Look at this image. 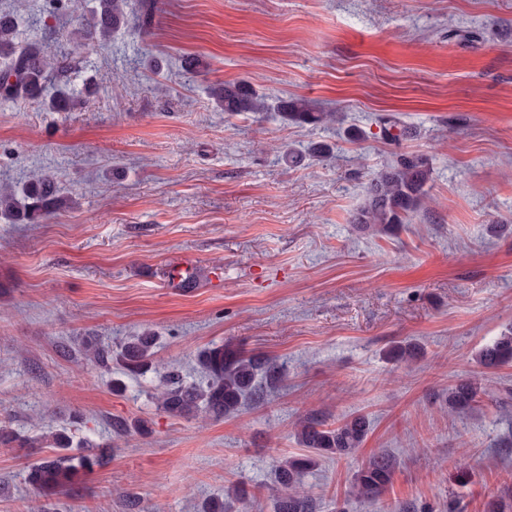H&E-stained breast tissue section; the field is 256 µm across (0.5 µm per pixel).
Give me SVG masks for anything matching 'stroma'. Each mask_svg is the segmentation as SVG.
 I'll use <instances>...</instances> for the list:
<instances>
[{"mask_svg": "<svg viewBox=\"0 0 512 512\" xmlns=\"http://www.w3.org/2000/svg\"><path fill=\"white\" fill-rule=\"evenodd\" d=\"M26 4L21 32L73 57L75 88L104 76L69 112L0 100V185L45 170L64 189L40 223L0 221V425L67 433L72 455L99 458L59 512H202L213 498L274 512V468L303 451L296 423L354 414L370 421L361 447L300 478L315 512H489L512 485V405L458 414L446 400L462 378L512 387V364L476 359L512 326V0H159L145 33L105 47L72 40L73 14L49 0ZM242 79L341 121L215 111L208 86ZM385 114L406 139H383ZM319 144L330 159L279 157ZM403 152L428 159L429 200L392 233H359L370 178ZM146 331L158 348L138 379L77 351ZM407 343L413 361L387 359ZM215 345L288 374L219 421L160 410L158 377L200 381ZM116 419L141 428L115 434ZM382 450L390 488L356 497ZM56 454L0 446V512H41L26 470Z\"/></svg>", "mask_w": 512, "mask_h": 512, "instance_id": "35a3bbf8", "label": "stroma"}]
</instances>
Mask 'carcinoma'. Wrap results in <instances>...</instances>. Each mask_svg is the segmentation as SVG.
Wrapping results in <instances>:
<instances>
[{"instance_id":"obj_1","label":"carcinoma","mask_w":512,"mask_h":512,"mask_svg":"<svg viewBox=\"0 0 512 512\" xmlns=\"http://www.w3.org/2000/svg\"><path fill=\"white\" fill-rule=\"evenodd\" d=\"M26 4L17 0L14 8L0 12V99L25 100L39 104L46 112H68L74 106L79 91L65 80L73 69V59L49 49L45 43L21 37L18 16ZM54 8L76 14L77 36L86 44H105L112 33L136 28L145 29V22L158 9L156 0H141L133 11L129 0H92L78 6L75 0H56ZM209 96L215 108L228 115L247 113L257 120L273 113L281 120L300 126L333 124L336 114L323 112L302 99L279 98L270 102L250 82H220L209 86ZM383 138L398 142L405 136L394 115L378 118ZM431 179L427 160L418 155H398L371 180L367 196L350 217V223L371 234H386L401 224L422 206ZM62 202L60 188L46 173H35L21 187L0 188V219L11 224L35 223L51 214ZM156 336L145 332L120 345L112 352L109 345L87 342L82 345L84 358L100 366L112 360L121 363L125 373L139 377L147 374L155 356ZM478 363L495 370L512 363V327L505 329L493 343L477 354ZM205 380L201 384L187 383L179 374L169 372L158 378L152 397L158 408L174 417L201 420H222L238 412L246 401L260 399L262 380L282 379L285 365L243 351L211 346L200 355ZM485 390L475 380L459 381L448 389V410L462 412L479 405ZM369 422L357 414L328 427L316 417L296 424V436L308 453L278 462L275 484L271 487L275 512H312L311 498L300 488L299 479L324 457L341 458L355 452L363 443ZM32 448L34 442L13 430L0 427V445ZM94 461L86 456L59 455L33 463L27 480L34 490L50 501L67 494L75 476L91 468ZM395 458L386 451L373 455L357 471L353 493L375 499L382 496L392 481Z\"/></svg>"}]
</instances>
